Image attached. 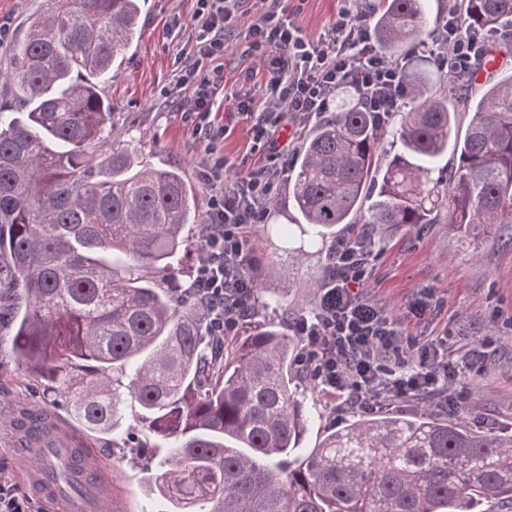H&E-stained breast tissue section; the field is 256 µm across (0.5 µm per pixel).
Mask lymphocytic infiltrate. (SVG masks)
I'll return each instance as SVG.
<instances>
[{"label": "lymphocytic infiltrate", "mask_w": 512, "mask_h": 512, "mask_svg": "<svg viewBox=\"0 0 512 512\" xmlns=\"http://www.w3.org/2000/svg\"><path fill=\"white\" fill-rule=\"evenodd\" d=\"M243 1L196 0L176 69L177 86L193 93L182 112L203 147L199 176L208 190L201 256L187 292L206 313L208 335L218 338L238 335L252 315L258 267L252 232L265 223L277 180L288 170L292 142L283 138V128L324 115L345 88L383 124L409 97L403 61L380 51L365 14L341 12L327 32L313 38L286 19L288 0H247V11ZM248 12L256 19L245 34V53L260 59L264 76L237 103L239 114L251 121L252 135L250 159L237 163L220 148L225 128L212 125L209 116L227 88L218 64L226 37ZM431 52L449 75L472 79L488 54L486 40L457 21L441 27ZM365 244L362 237L345 240L331 253L313 309L294 324L303 340L299 364L311 369L340 409L420 397L453 407L448 382L457 375L459 358L449 354L447 338L407 336L398 318L362 297L371 276Z\"/></svg>", "instance_id": "1"}]
</instances>
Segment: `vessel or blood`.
Listing matches in <instances>:
<instances>
[{"instance_id": "b4317fda", "label": "vessel or blood", "mask_w": 512, "mask_h": 512, "mask_svg": "<svg viewBox=\"0 0 512 512\" xmlns=\"http://www.w3.org/2000/svg\"><path fill=\"white\" fill-rule=\"evenodd\" d=\"M31 419L37 435L19 455L36 452L40 463L24 467L23 475L51 512H121L112 495V472L97 450L39 412H32Z\"/></svg>"}]
</instances>
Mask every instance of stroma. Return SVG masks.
Listing matches in <instances>:
<instances>
[{
	"label": "stroma",
	"instance_id": "35a3bbf8",
	"mask_svg": "<svg viewBox=\"0 0 512 512\" xmlns=\"http://www.w3.org/2000/svg\"><path fill=\"white\" fill-rule=\"evenodd\" d=\"M348 5V0H304L297 21L305 32L316 35ZM195 8V0H147L134 43L111 78L100 85L102 97L112 105L113 146L129 148L134 157L154 165L178 168L194 183L204 151L180 112L192 90L173 87L175 56L187 34L172 29L171 22H189ZM235 110L230 100L212 116L215 124L231 128L224 154L233 160L243 156L250 138L249 120ZM363 233L376 242L364 296L404 318L408 334L444 336L452 352L470 354V366L449 388L460 399L455 416L479 432L512 434V224L458 227L441 220L383 233L363 223L336 228L340 240ZM252 238L265 285L259 294L264 303L261 315L293 334L295 320L313 307L324 285L328 256H305L294 283L287 285L278 265L268 260L269 240L259 230ZM423 292L433 299L431 310L420 320L407 316L409 303ZM300 381L319 412L300 444L299 452L305 455L327 433L343 427L349 414L336 410L332 395L309 374H301ZM66 406L65 397L21 370L9 348L0 349V464L12 472L17 469L22 438L16 421L22 412H46L65 422ZM88 441L110 462L124 512L162 508V500L152 496L151 475L168 454L163 440L128 417L112 433L92 435Z\"/></svg>",
	"mask_w": 512,
	"mask_h": 512
}]
</instances>
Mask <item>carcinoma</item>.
<instances>
[{"instance_id":"cac0c4a2","label":"carcinoma","mask_w":512,"mask_h":512,"mask_svg":"<svg viewBox=\"0 0 512 512\" xmlns=\"http://www.w3.org/2000/svg\"><path fill=\"white\" fill-rule=\"evenodd\" d=\"M141 0H48L11 46L0 84V326L21 368L68 397L90 434L136 405L168 457L154 474L174 512H482L512 500V436L429 412L358 414L294 458L313 413L276 324L207 345L201 306L174 265L200 225L177 168L104 150L112 112L96 77L129 48ZM375 40L395 59L425 44L427 0H380ZM477 33L503 30L512 0H448ZM412 105L399 149L376 165L387 127L356 100L308 131L288 169L308 246L286 276L367 209L368 223L512 224V73L471 82L404 75ZM473 116L464 133L455 113ZM448 151V184L431 178Z\"/></svg>"}]
</instances>
